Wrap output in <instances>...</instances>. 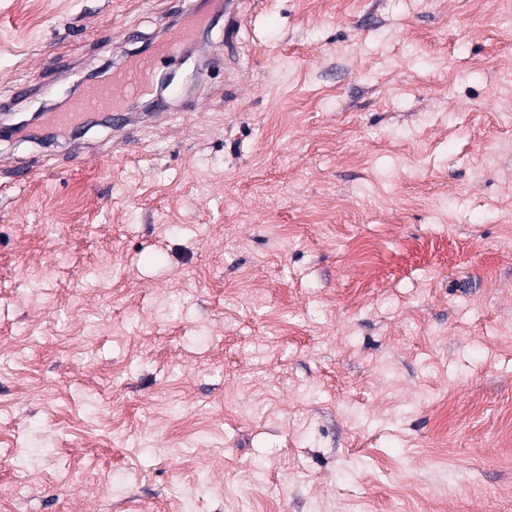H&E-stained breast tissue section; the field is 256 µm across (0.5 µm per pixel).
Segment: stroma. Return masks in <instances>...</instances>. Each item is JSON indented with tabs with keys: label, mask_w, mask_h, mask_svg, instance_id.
I'll list each match as a JSON object with an SVG mask.
<instances>
[{
	"label": "stroma",
	"mask_w": 512,
	"mask_h": 512,
	"mask_svg": "<svg viewBox=\"0 0 512 512\" xmlns=\"http://www.w3.org/2000/svg\"><path fill=\"white\" fill-rule=\"evenodd\" d=\"M191 3L0 0V108ZM501 13L251 0L167 121L0 136V512H512Z\"/></svg>",
	"instance_id": "obj_1"
}]
</instances>
